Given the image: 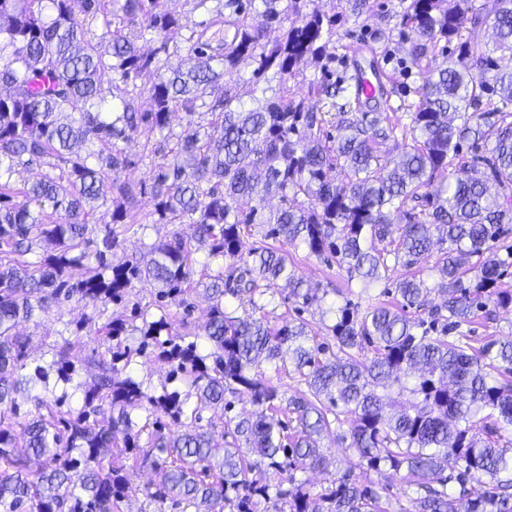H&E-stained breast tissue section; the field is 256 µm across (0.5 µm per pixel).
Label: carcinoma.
<instances>
[{
    "label": "carcinoma",
    "instance_id": "cac0c4a2",
    "mask_svg": "<svg viewBox=\"0 0 512 512\" xmlns=\"http://www.w3.org/2000/svg\"><path fill=\"white\" fill-rule=\"evenodd\" d=\"M367 2L198 0L232 31L219 49L164 0H112L105 26L120 29L106 57L74 0H0V86L9 89L0 94V405L13 414L0 420V512H121L128 473L145 466L158 475L145 495L159 512L169 502L179 512H252L259 499L273 501L274 512L283 504L288 512H388L372 480L383 467L416 487L405 512H512V340L475 347L462 330L512 309L504 282L512 250L485 254L486 244L512 234V0H484L467 22L457 0L404 7L401 23L415 34L405 55L422 75L408 123L364 110L355 80H381L376 62L355 77L333 79L327 68L336 27ZM274 23L282 34L269 41ZM149 36L187 45L191 67L163 71L138 45ZM440 42L456 43V54L423 64ZM303 63L322 72L309 86L316 110L288 87ZM243 64L254 87L275 79L278 94L248 107L220 84ZM147 70L157 80L143 111L136 79ZM44 75L51 87L35 90ZM174 112L184 113L185 126L173 146L151 152L159 156L151 187L137 189L122 179L132 161L119 143L163 132ZM203 114L211 116L205 126L196 121ZM398 136L401 153L381 152ZM34 160L59 174L13 187V168ZM337 167L339 180L329 176ZM138 192L150 195L158 220L186 219L193 233L115 265L118 232L138 223L119 199ZM109 193L119 196L111 223L102 238L90 237V211ZM270 196L281 206L267 209ZM256 226L264 238L335 259L366 285L388 278L390 259L409 269L429 263L438 279H399L396 307L371 304L361 313L348 299L335 304L327 327L334 344L318 342L303 320L271 327L225 311L226 295L258 311L265 295L284 289L304 305L317 299L284 250L260 246L242 256V235ZM375 241L383 247L367 246ZM35 244L40 258L25 260ZM75 269L84 276L74 278ZM143 280L156 285V313L134 305L95 328L85 364L95 375L75 386L81 403L71 407L65 386L77 367L69 342L54 346L48 365L32 367L13 330L62 299L120 305ZM196 282L212 300L204 354L190 333L177 332L186 317L171 311ZM434 292L443 296L438 304ZM407 307L425 317H408ZM134 333L132 347L126 336ZM367 347L373 357L365 361ZM149 351L188 390L164 383L150 392L131 376L133 359ZM262 359L306 385L308 394L284 406L294 420L274 418L284 407L257 371ZM409 377L415 402L385 415L390 392ZM22 391L31 405L24 412L15 401ZM228 394L253 410L224 417L245 447L217 460L200 411H227ZM106 405L117 416L102 426L96 416ZM345 425L362 475L346 473L317 494L272 482L285 470L292 484L296 472L319 468L322 437ZM33 456L43 465L32 476Z\"/></svg>",
    "mask_w": 512,
    "mask_h": 512
}]
</instances>
